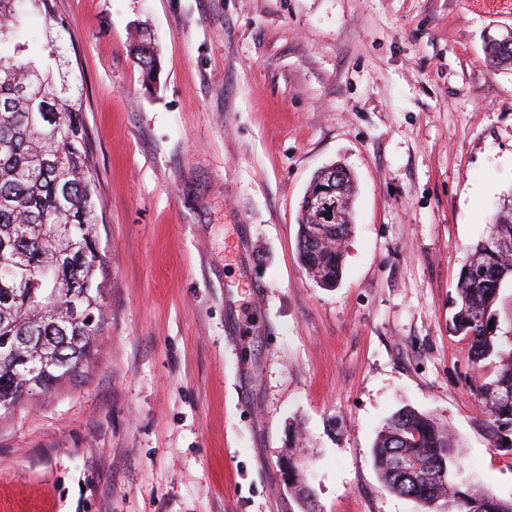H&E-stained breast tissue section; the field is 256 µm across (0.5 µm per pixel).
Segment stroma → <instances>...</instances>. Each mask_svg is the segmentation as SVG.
I'll use <instances>...</instances> for the list:
<instances>
[{
  "instance_id": "obj_1",
  "label": "stroma",
  "mask_w": 512,
  "mask_h": 512,
  "mask_svg": "<svg viewBox=\"0 0 512 512\" xmlns=\"http://www.w3.org/2000/svg\"><path fill=\"white\" fill-rule=\"evenodd\" d=\"M94 142L103 319L73 379L0 411V512H419L373 463L432 414L512 499L456 286L512 198V0H54ZM147 28L161 70L131 53ZM355 176L335 287L298 251L316 172ZM487 56L492 67L512 70V40L509 42L490 40L487 46ZM288 462L293 461V469L290 474L291 487L288 486V462L283 464V469L285 472V480L288 486V489L293 493L295 498L302 504L305 508L303 512H316L315 501L313 500V493L306 483L305 479L302 476V472L297 466L295 460L289 455Z\"/></svg>"
}]
</instances>
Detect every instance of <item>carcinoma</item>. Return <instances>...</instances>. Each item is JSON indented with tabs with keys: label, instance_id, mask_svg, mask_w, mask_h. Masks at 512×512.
Masks as SVG:
<instances>
[{
	"label": "carcinoma",
	"instance_id": "carcinoma-1",
	"mask_svg": "<svg viewBox=\"0 0 512 512\" xmlns=\"http://www.w3.org/2000/svg\"><path fill=\"white\" fill-rule=\"evenodd\" d=\"M42 15L50 29L66 30L53 0H0V353L11 337L27 329L37 311L43 331L12 359L0 357V409L17 404L18 388L45 392L76 376L77 362L91 355L103 314L106 265L93 228L97 224L92 148L82 100L61 73V37L48 40L44 54H27L23 18ZM487 56L496 69L512 68V40L489 41ZM144 82L156 83L160 60L151 40L134 47ZM320 187L312 181L302 205L298 248L306 271L333 286L343 266V244L351 229L353 180L345 173L338 223L324 224L314 206ZM512 239V205L488 225L473 251L474 271L457 285V331L470 340L471 361L498 359L495 377L480 384L481 425L494 448L512 450V348L499 349L490 326L492 307L504 282L512 281V254L497 248ZM455 436L432 416L410 408L394 413L374 447V465L387 488L415 500L421 512H512V500L460 479ZM446 476H441V473ZM289 490L316 512L313 493L298 466Z\"/></svg>",
	"mask_w": 512,
	"mask_h": 512
}]
</instances>
